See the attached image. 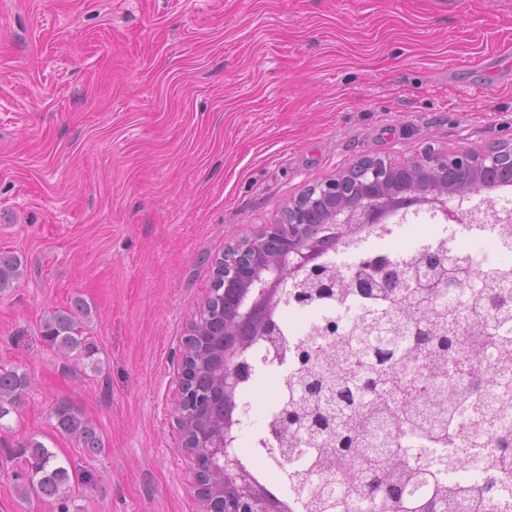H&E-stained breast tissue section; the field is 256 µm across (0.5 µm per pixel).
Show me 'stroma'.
<instances>
[{"label": "stroma", "instance_id": "1", "mask_svg": "<svg viewBox=\"0 0 512 512\" xmlns=\"http://www.w3.org/2000/svg\"><path fill=\"white\" fill-rule=\"evenodd\" d=\"M512 142V0H0V365L30 386L0 431L75 478L70 512H202L175 407L183 342L227 244L368 155ZM88 305L93 359L43 320ZM92 420L91 454L54 428ZM51 415L55 419V429L58 432L77 439L92 453L101 450V441L94 425L71 405L61 402L54 407Z\"/></svg>", "mask_w": 512, "mask_h": 512}]
</instances>
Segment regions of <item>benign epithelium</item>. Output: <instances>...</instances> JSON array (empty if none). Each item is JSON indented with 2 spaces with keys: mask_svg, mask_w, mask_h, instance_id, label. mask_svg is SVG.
<instances>
[{
  "mask_svg": "<svg viewBox=\"0 0 512 512\" xmlns=\"http://www.w3.org/2000/svg\"><path fill=\"white\" fill-rule=\"evenodd\" d=\"M512 167V145L491 143L479 150L425 147L406 162L367 156L309 188L284 209L282 221L226 248L212 296L235 313L224 315V364L215 375L224 398L219 428L198 432L192 450L204 512H275L251 468L232 454L235 395L249 370V343L242 331L276 335L274 309L290 288L300 289L325 267L321 253L329 237L349 241L368 224H382L400 207L427 204L454 223L466 222L455 201L483 187L485 177ZM209 392L189 385L181 369L177 408L202 403Z\"/></svg>",
  "mask_w": 512,
  "mask_h": 512,
  "instance_id": "obj_1",
  "label": "benign epithelium"
}]
</instances>
